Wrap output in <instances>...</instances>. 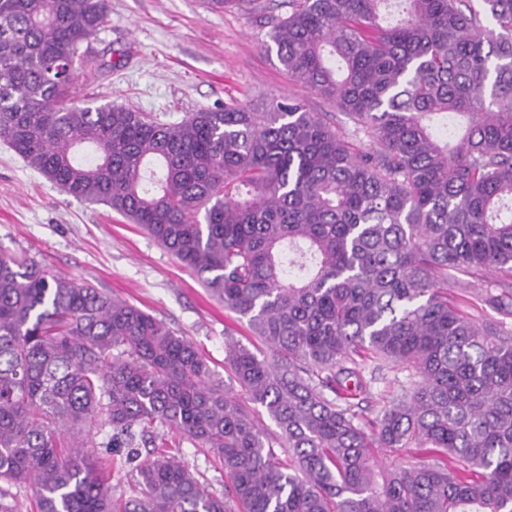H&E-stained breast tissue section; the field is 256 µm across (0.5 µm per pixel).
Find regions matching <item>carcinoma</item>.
I'll return each mask as SVG.
<instances>
[{
  "label": "carcinoma",
  "instance_id": "1",
  "mask_svg": "<svg viewBox=\"0 0 512 512\" xmlns=\"http://www.w3.org/2000/svg\"><path fill=\"white\" fill-rule=\"evenodd\" d=\"M480 2L293 0L278 60L336 127L293 98L178 123L77 105L106 0H0V140L140 225L267 348L225 344L235 393L151 314L1 255L0 512L15 484L38 512H512V338L448 299L459 272L512 275V0ZM481 302L512 316V291ZM369 358L417 380L365 421ZM153 423L212 451L224 493L140 459ZM106 428L109 452L85 451ZM374 448L438 462L388 468Z\"/></svg>",
  "mask_w": 512,
  "mask_h": 512
}]
</instances>
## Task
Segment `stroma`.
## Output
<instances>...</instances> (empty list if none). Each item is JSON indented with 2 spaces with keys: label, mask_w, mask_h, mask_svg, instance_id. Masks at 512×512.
<instances>
[{
  "label": "stroma",
  "mask_w": 512,
  "mask_h": 512,
  "mask_svg": "<svg viewBox=\"0 0 512 512\" xmlns=\"http://www.w3.org/2000/svg\"><path fill=\"white\" fill-rule=\"evenodd\" d=\"M105 26L82 45L72 95L151 113L166 123L238 102L261 110L299 98L310 111L331 106L293 81L265 43L288 0H107ZM24 256L52 273L125 299L192 342L216 379L234 388L225 343L258 347L246 319L225 309L202 281L139 225L101 203L77 200L0 142V255ZM372 372L362 413L374 417L413 381L410 370ZM156 438L216 491L227 477L213 455L158 428Z\"/></svg>",
  "instance_id": "35a3bbf8"
}]
</instances>
